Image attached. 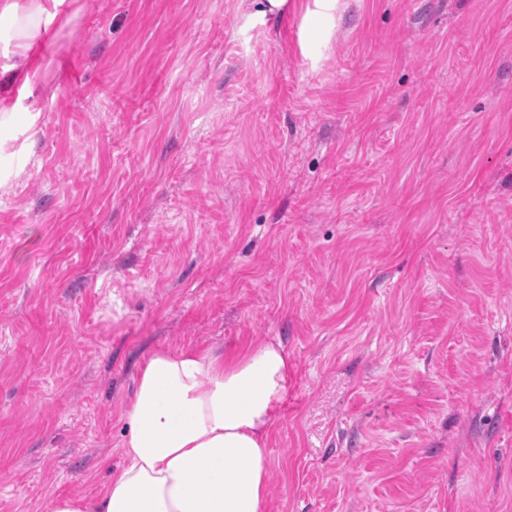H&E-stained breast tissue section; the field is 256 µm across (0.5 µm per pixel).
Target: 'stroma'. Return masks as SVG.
<instances>
[{
    "label": "stroma",
    "mask_w": 512,
    "mask_h": 512,
    "mask_svg": "<svg viewBox=\"0 0 512 512\" xmlns=\"http://www.w3.org/2000/svg\"><path fill=\"white\" fill-rule=\"evenodd\" d=\"M0 152V512L91 500L156 352L281 342L264 512H512V0H70Z\"/></svg>",
    "instance_id": "stroma-1"
}]
</instances>
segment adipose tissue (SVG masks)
Instances as JSON below:
<instances>
[{
    "mask_svg": "<svg viewBox=\"0 0 512 512\" xmlns=\"http://www.w3.org/2000/svg\"><path fill=\"white\" fill-rule=\"evenodd\" d=\"M66 0H0L22 64L49 25H68ZM288 356L267 341L227 356L157 352L139 371L124 413L125 464L93 503L52 512H263L267 438L289 383Z\"/></svg>",
    "mask_w": 512,
    "mask_h": 512,
    "instance_id": "adipose-tissue-1",
    "label": "adipose tissue"
}]
</instances>
